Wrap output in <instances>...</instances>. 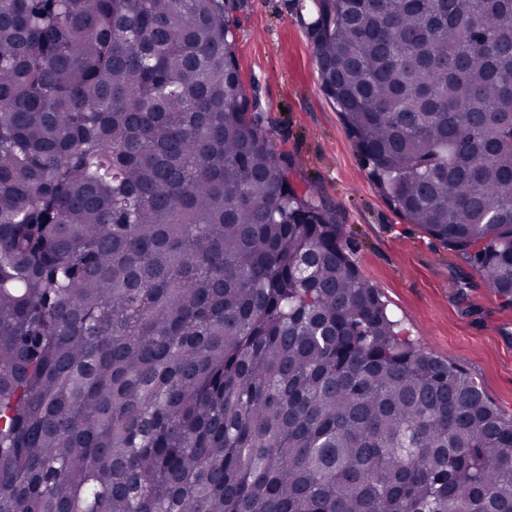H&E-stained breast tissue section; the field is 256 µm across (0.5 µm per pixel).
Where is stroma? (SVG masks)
I'll return each mask as SVG.
<instances>
[{
  "label": "stroma",
  "instance_id": "stroma-1",
  "mask_svg": "<svg viewBox=\"0 0 512 512\" xmlns=\"http://www.w3.org/2000/svg\"><path fill=\"white\" fill-rule=\"evenodd\" d=\"M235 53L245 89L263 111L297 188L335 207L365 279L418 345L469 373L512 418V304L470 261L407 223L368 177L318 74L310 0H240Z\"/></svg>",
  "mask_w": 512,
  "mask_h": 512
}]
</instances>
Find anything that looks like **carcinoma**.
Listing matches in <instances>:
<instances>
[{
    "label": "carcinoma",
    "mask_w": 512,
    "mask_h": 512,
    "mask_svg": "<svg viewBox=\"0 0 512 512\" xmlns=\"http://www.w3.org/2000/svg\"><path fill=\"white\" fill-rule=\"evenodd\" d=\"M237 0H0V512H512L240 78ZM379 192L512 302V0H313Z\"/></svg>",
    "instance_id": "1"
}]
</instances>
